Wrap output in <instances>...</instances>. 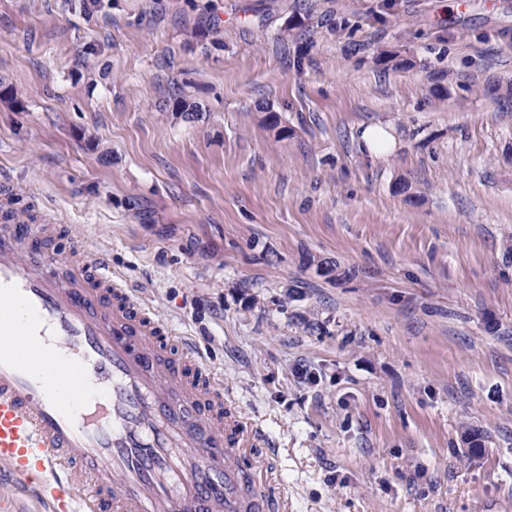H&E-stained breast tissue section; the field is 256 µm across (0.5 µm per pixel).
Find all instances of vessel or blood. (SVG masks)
Listing matches in <instances>:
<instances>
[{"label":"vessel or blood","instance_id":"obj_1","mask_svg":"<svg viewBox=\"0 0 512 512\" xmlns=\"http://www.w3.org/2000/svg\"><path fill=\"white\" fill-rule=\"evenodd\" d=\"M55 224L0 225V467L45 512H288L198 349ZM81 494H73V487Z\"/></svg>","mask_w":512,"mask_h":512}]
</instances>
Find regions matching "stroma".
I'll list each match as a JSON object with an SVG mask.
<instances>
[{
    "mask_svg": "<svg viewBox=\"0 0 512 512\" xmlns=\"http://www.w3.org/2000/svg\"><path fill=\"white\" fill-rule=\"evenodd\" d=\"M0 83L13 211L196 343L292 512H512V0H0ZM363 140L368 152L376 157H385L390 154L395 142L388 129L382 125H372L362 131Z\"/></svg>",
    "mask_w": 512,
    "mask_h": 512,
    "instance_id": "stroma-1",
    "label": "stroma"
}]
</instances>
